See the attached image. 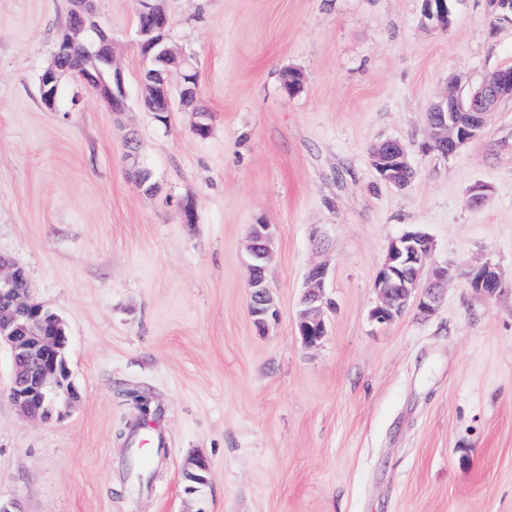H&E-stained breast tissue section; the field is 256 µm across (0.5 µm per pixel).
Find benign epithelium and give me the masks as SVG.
<instances>
[{"mask_svg": "<svg viewBox=\"0 0 512 512\" xmlns=\"http://www.w3.org/2000/svg\"><path fill=\"white\" fill-rule=\"evenodd\" d=\"M451 0H423V17L432 25L446 27L450 21ZM170 17L158 0H139L137 28L143 60V103L153 112L169 114L176 105L191 101L197 94L199 75L190 55L167 43ZM93 32L99 45L93 54L98 64L80 72L83 83L103 96L114 112L126 108V93L121 71L115 67L112 37L101 24L94 0H72L70 21L56 43L54 63L40 78L41 101L53 109L59 99L64 79L74 75L66 65L78 50L89 54L86 36ZM512 99V67L487 72L477 90L464 96L458 81L451 82L448 94L428 113L430 148L445 147L456 154L484 129L487 116L504 100ZM381 152L371 156L373 167L387 182L402 187V178L411 164L405 146L398 140L379 142ZM126 162L139 187L150 181L142 166L133 140H127ZM273 232L269 224H253L247 236L250 257L248 280L249 313L253 321L266 329L278 319L266 279L271 263ZM434 251L433 240L424 232L405 231L388 244L375 281L377 302L370 312L372 321L387 324L399 317L414 300L415 308L425 314L434 312L454 278L446 265L427 266ZM496 266L489 261L468 268L467 284L487 299L499 295L505 287L500 276L490 272ZM19 266L0 259V346L8 347L12 361L9 395L27 418L48 421L63 417L60 405H70L79 397L69 365L70 335L66 323L38 302L31 285L15 287ZM329 265L321 261L310 266L305 275L304 291L298 312V333L304 346H319L328 334V311L332 302L325 285ZM203 456L190 459L185 467L187 480H207L209 468Z\"/></svg>", "mask_w": 512, "mask_h": 512, "instance_id": "obj_1", "label": "benign epithelium"}]
</instances>
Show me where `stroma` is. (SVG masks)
<instances>
[{
  "label": "stroma",
  "instance_id": "stroma-1",
  "mask_svg": "<svg viewBox=\"0 0 512 512\" xmlns=\"http://www.w3.org/2000/svg\"><path fill=\"white\" fill-rule=\"evenodd\" d=\"M171 45L199 88L168 124L141 105L137 0H96L127 93L125 112L68 80L56 109L38 75L69 0H0V255L70 330L80 397L51 422L9 398L0 350V500L19 512H512V100L452 156L428 150L427 114L464 76L512 66V20L488 0H452L426 23L422 0H164ZM302 72L294 96L281 89ZM210 132L192 131L194 114ZM135 133L156 183L139 189ZM386 138L415 177L383 182ZM489 200L467 205L473 187ZM195 221L182 223L180 202ZM271 225L266 278L279 319L248 310L250 225ZM417 227L457 277L437 310L370 318L388 242ZM328 262V334L302 345L307 269ZM496 264L505 290L468 287ZM160 411L164 452L138 486L126 460ZM209 463L184 492L183 465ZM133 140H127V151H126V162L130 167L131 174L135 180V182L139 185V187L143 188L145 192L152 193L155 190L146 189V183L150 181L151 177L149 172L142 166L138 154L137 147L133 145ZM495 269L497 267L489 261L478 266L469 267L465 273L469 288L488 299L499 295L505 289V284L499 275H490V272Z\"/></svg>",
  "mask_w": 512,
  "mask_h": 512
}]
</instances>
